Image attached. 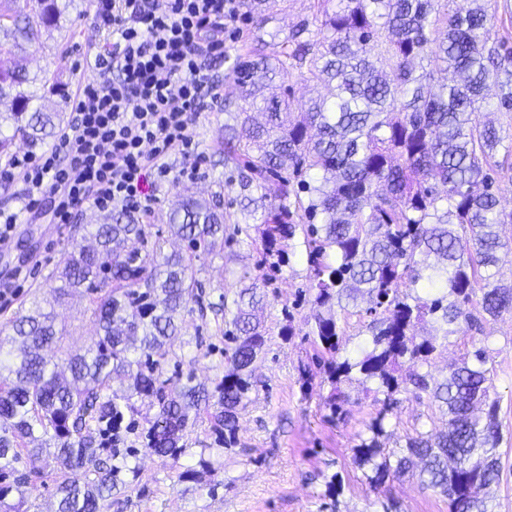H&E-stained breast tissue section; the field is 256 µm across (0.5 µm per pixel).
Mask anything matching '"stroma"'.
<instances>
[{
  "label": "stroma",
  "instance_id": "stroma-1",
  "mask_svg": "<svg viewBox=\"0 0 512 512\" xmlns=\"http://www.w3.org/2000/svg\"><path fill=\"white\" fill-rule=\"evenodd\" d=\"M59 2L66 7L63 30L43 33L27 47L25 60L32 77H60L72 98L94 76L81 65V58L90 46H110L112 36L93 24L89 0ZM223 125L224 114L218 111L202 113L194 126L201 153L196 188L225 183L228 177L218 154V131ZM93 213L87 206L70 224L33 218L17 225L13 249L0 255V280L12 279L17 284L11 303L0 308V333L10 334L15 313L46 294L49 275L62 264L71 242L81 238ZM307 269L304 246H296L287 264L272 268L243 234L223 253L208 257L199 279L211 296H233L239 277L247 273L257 278L268 300L264 311L267 342L256 363L251 401L239 416L237 442L225 450L223 466L215 475L197 481H179L177 470L157 457L144 458L138 490L114 496L108 512H383L387 506L395 512H448L447 498L411 476L390 479L377 490L352 465L354 446L367 436L381 408L373 395L350 387L347 415L333 420L323 406L325 389L302 391L299 369L312 364L314 355L304 337L312 306L298 295L308 284ZM87 306V299L75 297L56 308L59 322L69 331L67 347L79 350L92 341L94 331L84 314ZM288 321L295 334L286 339L281 328ZM213 326V319L187 317L183 334L173 345L177 353L194 359V371L201 381L214 376L217 360L204 356L192 339L199 333L208 334ZM476 339L492 358L503 435L500 481L490 496L494 512H512V313L488 324L482 336L460 325L431 372L439 379L446 376L450 365ZM396 399L386 419L388 448H399L416 433L445 428L446 416L428 398L404 390ZM333 476L339 487L330 495L326 483Z\"/></svg>",
  "mask_w": 512,
  "mask_h": 512
}]
</instances>
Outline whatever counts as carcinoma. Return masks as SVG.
<instances>
[{
	"label": "carcinoma",
	"mask_w": 512,
	"mask_h": 512,
	"mask_svg": "<svg viewBox=\"0 0 512 512\" xmlns=\"http://www.w3.org/2000/svg\"><path fill=\"white\" fill-rule=\"evenodd\" d=\"M492 2L317 0L311 20L286 32L269 27L271 0H241L263 35L224 72L236 90L224 99V166L237 173V199L256 221L264 261L288 262L304 234L314 310L306 336L331 387V416L346 413V383L373 384L384 396L353 464L377 490L417 461L421 483L448 499L449 512H493L482 488L500 479L487 348L464 353L441 380L427 371L450 326L479 327L512 311V284L495 272L506 247L498 227L512 214L500 209L488 174L504 137L483 115L493 86L499 106L512 109V47L486 48ZM61 18L57 0H0V124L13 129L0 137V161L12 160L16 139L34 145L60 124L62 113L30 109L33 79L15 57L42 32L61 29ZM268 44L277 51L266 53ZM294 77L328 93L296 112L286 86ZM42 89L50 103L64 98L57 79ZM177 195L167 227L179 249L163 252L148 243L147 225L110 213L94 225V244L73 245L52 274L55 302L88 297L95 340L84 352L61 365L47 358L67 331L39 305L0 336V350L10 346L0 359V512H23L8 495L44 475L49 451L59 468L55 512H103L113 494L138 487L139 454L178 466L197 423L214 438L179 480L216 471L221 447L235 442L265 346L255 314L265 295L241 279L232 301L204 299L194 262L223 251L242 228L226 226L223 184L205 196L186 187ZM195 310L229 326L223 369L210 386L172 361V339ZM351 316L370 333L353 356L344 328ZM116 378L127 381L120 392ZM409 385L444 410L448 429L388 450L384 421ZM144 401L154 415L140 429L123 425ZM130 434L141 448L123 447Z\"/></svg>",
	"instance_id": "carcinoma-1"
}]
</instances>
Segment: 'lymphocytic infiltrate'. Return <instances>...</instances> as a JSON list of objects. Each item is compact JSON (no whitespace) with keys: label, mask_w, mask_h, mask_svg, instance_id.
<instances>
[{"label":"lymphocytic infiltrate","mask_w":512,"mask_h":512,"mask_svg":"<svg viewBox=\"0 0 512 512\" xmlns=\"http://www.w3.org/2000/svg\"><path fill=\"white\" fill-rule=\"evenodd\" d=\"M92 19L112 46L85 58L96 79L73 100L66 130L40 153L15 158L0 181L21 174L12 209H0V238L49 201V221L72 223L84 205L131 215L150 213L154 189L180 155L191 178L202 112L221 108L223 94L208 65L223 55L224 35L241 15L238 0H92Z\"/></svg>","instance_id":"1"}]
</instances>
